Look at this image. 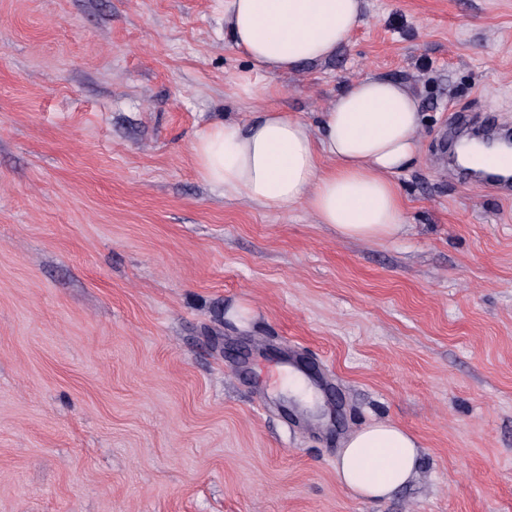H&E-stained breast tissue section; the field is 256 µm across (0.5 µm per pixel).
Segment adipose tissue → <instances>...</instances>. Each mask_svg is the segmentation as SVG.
I'll return each instance as SVG.
<instances>
[{"label":"adipose tissue","mask_w":512,"mask_h":512,"mask_svg":"<svg viewBox=\"0 0 512 512\" xmlns=\"http://www.w3.org/2000/svg\"><path fill=\"white\" fill-rule=\"evenodd\" d=\"M364 0H226L224 28L250 61L237 78L265 98L268 78L335 57L361 24ZM420 103L403 84L366 76L337 93L317 125L269 108L245 123H215L192 151L224 197L271 211L305 207L344 239L385 241L404 230L395 178L419 156ZM420 447L390 422L350 433L336 454L338 481L386 499L415 475Z\"/></svg>","instance_id":"adipose-tissue-1"}]
</instances>
